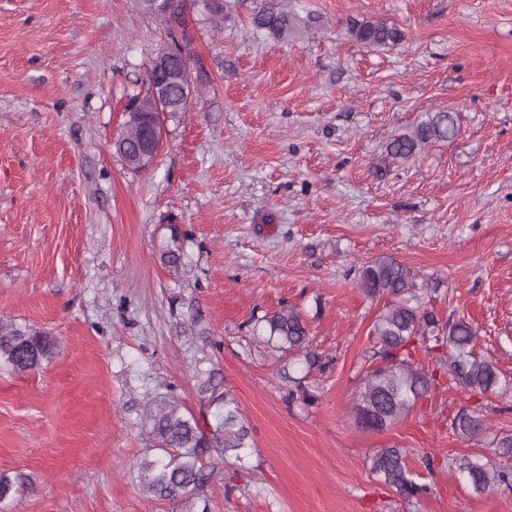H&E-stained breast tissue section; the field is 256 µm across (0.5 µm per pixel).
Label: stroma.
<instances>
[{"label": "stroma", "mask_w": 512, "mask_h": 512, "mask_svg": "<svg viewBox=\"0 0 512 512\" xmlns=\"http://www.w3.org/2000/svg\"><path fill=\"white\" fill-rule=\"evenodd\" d=\"M261 2L228 0L214 28L196 0L170 24L140 0H0V319L58 340L38 371L0 370V471L32 482L0 512H185L141 491L139 415L170 394L207 424L208 382L253 442L243 472L212 457L211 512H512V486L478 495L450 469L497 460L512 387L439 385L381 431L352 410L386 304L358 272L379 257L417 273L438 319L478 327L512 378V0H285L320 18L285 42L255 32ZM363 18L404 37L356 42ZM176 41L201 95L165 114L153 167L134 173L112 145L123 106ZM439 109L454 138L386 161ZM285 305L327 363L310 405L251 334ZM464 408L486 435L454 430ZM392 446L427 493L371 472Z\"/></svg>", "instance_id": "obj_1"}]
</instances>
